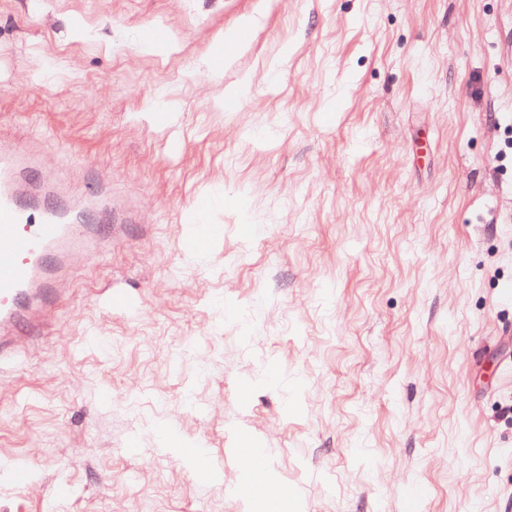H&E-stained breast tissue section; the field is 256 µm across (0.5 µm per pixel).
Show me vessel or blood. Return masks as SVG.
<instances>
[{
    "label": "vessel or blood",
    "instance_id": "obj_1",
    "mask_svg": "<svg viewBox=\"0 0 512 512\" xmlns=\"http://www.w3.org/2000/svg\"><path fill=\"white\" fill-rule=\"evenodd\" d=\"M27 155H0V361L28 349L56 320L58 304L72 273L71 260L98 259L112 248L117 223L105 195L86 204L58 201L54 178L28 181ZM114 215L107 226L87 223L88 209Z\"/></svg>",
    "mask_w": 512,
    "mask_h": 512
}]
</instances>
